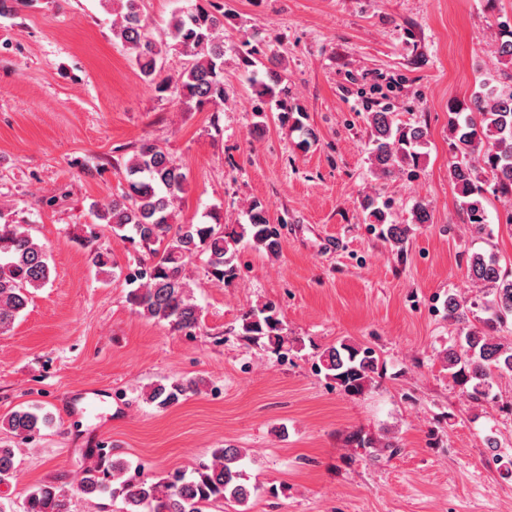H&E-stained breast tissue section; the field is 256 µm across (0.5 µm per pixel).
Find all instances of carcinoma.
Returning a JSON list of instances; mask_svg holds the SVG:
<instances>
[{
	"mask_svg": "<svg viewBox=\"0 0 512 512\" xmlns=\"http://www.w3.org/2000/svg\"><path fill=\"white\" fill-rule=\"evenodd\" d=\"M495 54L501 65L512 69V18L494 21ZM113 37L128 46L144 80L158 92L171 90L197 105L222 106L224 86V14L219 6L203 0L173 16L168 35L170 49L190 57L177 79L161 77L163 49L153 40L149 24L140 12L139 0H118V19ZM242 63L253 67L265 57L260 43H244ZM264 77L251 82L257 112L276 109L278 120H293L303 132L301 146L308 147L313 133L300 125L294 113L301 107L288 100L286 61L268 58ZM372 128L368 149L370 171L377 179L399 174L413 176L428 148V128L395 123L392 113L370 111ZM448 139L452 157L449 176L455 185L463 223L477 236L491 235L485 208L487 192L503 203L497 221L512 226V88L483 85L469 101L448 102ZM127 186L123 193L96 206V216L112 232L146 249L150 262L138 265L126 276L133 289L128 301L135 313L172 329L192 333L200 328L202 309L196 303L187 266L199 255L206 256L211 280L232 283L238 275V245L276 256L282 249L279 225L265 206L254 200L247 205V222L226 224L223 216L209 214L210 221L180 224L176 204L187 180L160 144L145 139L125 165ZM369 223L382 227L387 242L403 251L408 228L390 220L388 205L371 194L359 200ZM471 286L482 292L480 303H470L450 293L448 319L459 326V341L448 346L443 361L459 389L475 403L495 401L496 379L512 374V340L503 335L512 324V273L493 252H475L466 258ZM51 269L44 244L17 223L0 206V331L8 329L23 312L35 291L50 282ZM236 336L249 345L278 353L296 349L298 340L288 336L285 325L271 305L247 312ZM318 372L347 394L363 393L379 371L376 352L361 344L342 340L323 348ZM197 391V382L154 383L146 400L168 408ZM52 418L31 410L12 412L8 428L27 440L51 424ZM349 442L358 448L398 446L355 431ZM242 449L227 444L211 451V459L200 464L191 477L175 473L166 478H137L130 465L117 455L101 458L83 472L79 489L85 495L120 498L124 512H209L216 504L245 505L258 487L243 481ZM16 449L0 447V483L13 478ZM24 512H69V499L60 487L48 483L33 488L25 498Z\"/></svg>",
	"mask_w": 512,
	"mask_h": 512,
	"instance_id": "obj_1",
	"label": "carcinoma"
}]
</instances>
